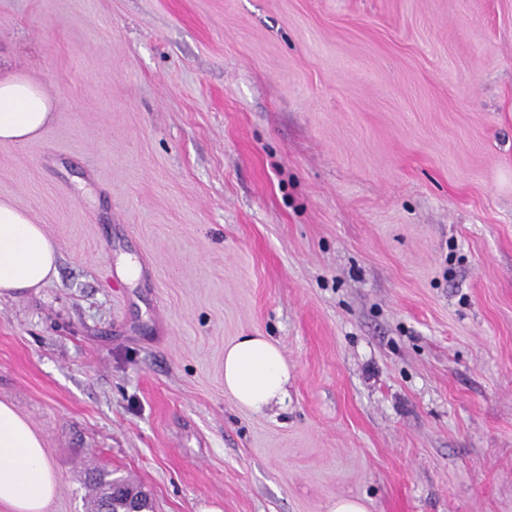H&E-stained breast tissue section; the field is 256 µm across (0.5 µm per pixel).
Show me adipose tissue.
Segmentation results:
<instances>
[{
    "label": "adipose tissue",
    "mask_w": 512,
    "mask_h": 512,
    "mask_svg": "<svg viewBox=\"0 0 512 512\" xmlns=\"http://www.w3.org/2000/svg\"><path fill=\"white\" fill-rule=\"evenodd\" d=\"M52 100L17 72L0 74V141L24 143L50 121ZM57 248L27 211L0 201V296L42 287L56 270ZM290 372L268 337L241 336L224 348V391L241 408L260 413L284 402ZM57 486L43 443L31 424L0 402V506L44 512Z\"/></svg>",
    "instance_id": "obj_1"
}]
</instances>
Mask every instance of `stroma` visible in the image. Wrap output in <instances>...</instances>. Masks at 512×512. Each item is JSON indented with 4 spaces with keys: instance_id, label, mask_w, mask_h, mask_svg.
Segmentation results:
<instances>
[{
    "instance_id": "stroma-1",
    "label": "stroma",
    "mask_w": 512,
    "mask_h": 512,
    "mask_svg": "<svg viewBox=\"0 0 512 512\" xmlns=\"http://www.w3.org/2000/svg\"><path fill=\"white\" fill-rule=\"evenodd\" d=\"M0 57L54 102L0 143L60 253L0 298L47 512L95 468L150 512H512V0H0ZM288 363L267 336H240L224 348V392L241 408L261 413L287 397Z\"/></svg>"
}]
</instances>
